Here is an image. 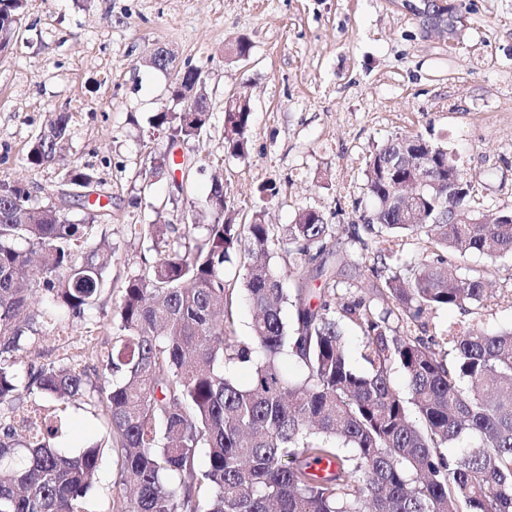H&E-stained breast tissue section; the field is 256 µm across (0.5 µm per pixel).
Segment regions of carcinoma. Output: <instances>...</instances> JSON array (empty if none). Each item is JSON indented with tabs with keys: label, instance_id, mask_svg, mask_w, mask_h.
<instances>
[{
	"label": "carcinoma",
	"instance_id": "cac0c4a2",
	"mask_svg": "<svg viewBox=\"0 0 512 512\" xmlns=\"http://www.w3.org/2000/svg\"><path fill=\"white\" fill-rule=\"evenodd\" d=\"M24 13L25 0H0V55L12 50ZM203 73L198 65L180 67L175 95L206 96ZM210 119L209 112L192 119L161 111L149 124L189 143L200 140ZM251 120L247 100L224 113V152L246 154ZM68 124V115L58 114L32 142L27 164L53 161ZM398 146L391 140L366 162L380 225H367L373 243L352 232L369 272L354 287L371 291L384 279L382 312L338 293L327 261L336 228L320 212L299 211L283 238L262 210L238 224L215 177L192 214L207 223L204 239L178 231L172 220L130 225L156 260L125 281L112 344L87 348L82 364L63 354L30 366L25 389L54 403L51 415L18 403L17 352L28 337L56 329L48 309L79 318L98 301L114 250L98 235L97 214L75 223L52 200L3 185L0 512H84L101 446L72 456L54 446L77 397L101 415L122 490L134 494L128 512H512V329L450 330L427 344L413 335L422 316L437 308L473 313L491 298L487 281L458 274L441 258L393 272L386 262L406 233H424L435 248L461 257L512 254V222L479 219L474 184L447 149L436 144L414 166L391 169ZM422 175L429 183L410 208L392 202L397 179ZM450 178L458 182L452 193ZM64 181L85 189L97 183L93 170L78 164ZM441 199L446 221L438 219ZM283 240L298 256L285 275L269 259ZM235 255L243 259L242 300L257 313L249 343L231 328L236 296L225 264ZM286 305L290 325L282 317ZM392 316L402 333L389 326ZM347 324L362 333L364 371L345 348ZM290 362L300 371L294 379L285 372ZM230 364L250 366L248 385L226 371ZM99 365L112 380L90 375ZM395 365L406 374V397L392 385ZM464 439L466 448L448 454ZM324 460L332 470L319 475L313 464Z\"/></svg>",
	"mask_w": 512,
	"mask_h": 512
}]
</instances>
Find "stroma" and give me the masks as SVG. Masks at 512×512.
<instances>
[{
	"label": "stroma",
	"mask_w": 512,
	"mask_h": 512,
	"mask_svg": "<svg viewBox=\"0 0 512 512\" xmlns=\"http://www.w3.org/2000/svg\"><path fill=\"white\" fill-rule=\"evenodd\" d=\"M454 7V35L429 27L407 0H26L14 50L0 56V181H21L45 198L69 165L94 168L95 196L111 218V290L58 339L24 343L20 372L54 351L80 352L112 341L110 323L128 276L156 259L130 225L183 209L154 156L190 158L189 192L203 198L213 175L235 205L236 221L266 210L286 227L298 209L336 227L331 260L355 283L361 251L351 237L370 205L365 163L387 141L421 135L448 149L475 186L481 206L512 210V0H434ZM245 39L238 58L230 48ZM164 48L175 65L202 63L212 119L200 141L169 147L148 119L176 109L171 72L145 66ZM249 97L248 153L224 151V98ZM68 113L69 135L56 160L33 168L28 148L49 119ZM275 186L263 196L260 185ZM460 274L484 273L494 297L467 314L439 308L417 336L431 339L469 323L489 333L512 328V256L453 257ZM99 433L83 400L68 409L61 445L79 449ZM119 472L103 458L85 512H108Z\"/></svg>",
	"instance_id": "obj_1"
}]
</instances>
